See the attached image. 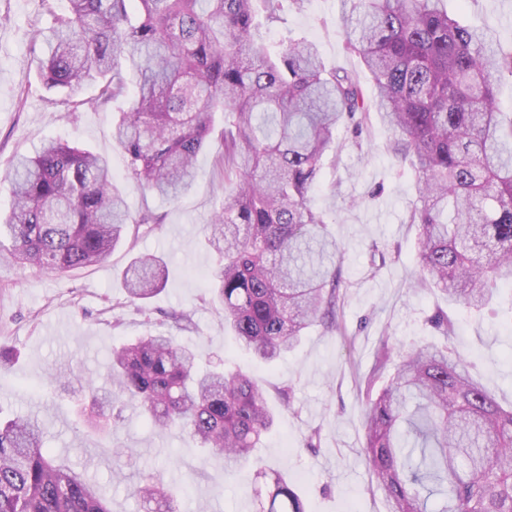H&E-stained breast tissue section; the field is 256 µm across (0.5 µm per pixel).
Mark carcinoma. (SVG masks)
Masks as SVG:
<instances>
[{"label":"carcinoma","instance_id":"cac0c4a2","mask_svg":"<svg viewBox=\"0 0 512 512\" xmlns=\"http://www.w3.org/2000/svg\"><path fill=\"white\" fill-rule=\"evenodd\" d=\"M69 12L43 34L46 84L68 90L64 104L104 108L136 80L131 107L112 140L128 157L136 188L176 201L193 183L194 161L209 144L214 112H227L220 152L230 189L210 224L220 257L210 273L212 301L239 345L272 363L306 329H339L336 295L343 249L309 192L346 121L361 130L367 109L357 79L328 71L306 39L273 49L256 37L255 0H68ZM307 0H262L267 26ZM345 48L371 74L375 102L410 161L419 198L420 279L449 301L481 311L512 287V112L496 85L512 79V45L466 27L445 0H342ZM86 82L88 100H72ZM12 207L11 247L0 261L62 274L104 262L128 229L159 224L134 215L108 162L50 141L5 174ZM166 262L135 257L122 278L129 302L162 290ZM435 324L447 343L392 350L383 345L373 374L394 361L391 378L368 398L363 453L390 512H512V408L470 374L445 314ZM90 418L127 401L159 431L180 429L192 448L248 465L274 425L261 382L215 367L196 370L194 352L168 332L112 350L110 371L89 380ZM31 414L0 418V512H110L102 489L44 447ZM142 512H176L174 491L158 481L137 488ZM258 512H306L276 476Z\"/></svg>","mask_w":512,"mask_h":512}]
</instances>
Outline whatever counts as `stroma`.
<instances>
[{"label":"stroma","instance_id":"1","mask_svg":"<svg viewBox=\"0 0 512 512\" xmlns=\"http://www.w3.org/2000/svg\"><path fill=\"white\" fill-rule=\"evenodd\" d=\"M41 0H0V214L11 207L5 173L13 158L33 156L55 139L106 157L114 182L132 212L161 217L140 229L133 247H117L103 263L49 274L0 264V343L18 359L0 373V415H38L46 445L61 462L85 470L109 498L112 512H140L137 486L155 477L175 486L177 512H254L242 473L223 457H201L180 430L156 432L146 414L123 407L111 438L77 416L81 380L107 370L111 350L122 342L161 331L165 313L188 312L189 329L176 331L200 368L224 365L262 381L277 423L259 456L269 471L284 474L307 512H388L383 492L364 461L366 382L381 343L407 347L443 344L428 321L436 310L452 319L454 342L470 361L472 376L503 406L512 405V291L499 290L484 310L471 313L434 288L418 289V229L407 221L417 199L409 163L395 157L392 135L377 107L360 132H337L336 159L325 162L311 203L344 248L336 300L339 332L307 330L300 344L274 363L255 359L237 342L216 311L208 275L219 262L207 224L220 211L227 185L217 150L223 113L212 116L210 145L196 161V178L174 202L143 192L127 180V158L112 140V123L129 108L124 98L105 108L65 110L60 92L41 76L44 44L35 31L54 23ZM341 0H308L302 12L260 27L259 39L279 46L288 39L314 41L327 67L353 73L365 98L373 82L360 58L346 50L338 19ZM461 22L494 30L512 44V0H448ZM386 261L372 264L374 249ZM155 254L167 263L164 289L143 306L128 304L121 272L132 256ZM292 387L293 408L280 407L279 392ZM125 477L117 479L114 468Z\"/></svg>","mask_w":512,"mask_h":512}]
</instances>
